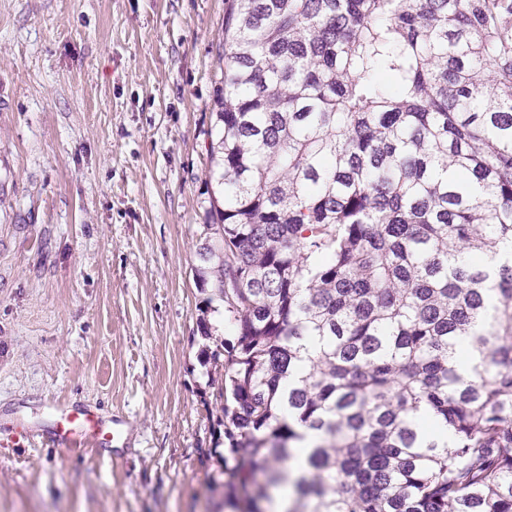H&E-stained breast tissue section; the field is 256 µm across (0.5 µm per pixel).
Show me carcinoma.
Here are the masks:
<instances>
[{
    "instance_id": "obj_1",
    "label": "carcinoma",
    "mask_w": 512,
    "mask_h": 512,
    "mask_svg": "<svg viewBox=\"0 0 512 512\" xmlns=\"http://www.w3.org/2000/svg\"><path fill=\"white\" fill-rule=\"evenodd\" d=\"M222 61L224 501L512 512V0H231Z\"/></svg>"
}]
</instances>
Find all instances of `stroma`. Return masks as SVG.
I'll use <instances>...</instances> for the list:
<instances>
[{
    "instance_id": "obj_1",
    "label": "stroma",
    "mask_w": 512,
    "mask_h": 512,
    "mask_svg": "<svg viewBox=\"0 0 512 512\" xmlns=\"http://www.w3.org/2000/svg\"><path fill=\"white\" fill-rule=\"evenodd\" d=\"M228 0H0V512H231L196 279ZM128 447L20 430L49 399ZM54 421L39 430V434L52 445L79 450L102 448L123 438L122 419L117 414L103 416L100 409L80 405L71 400H48Z\"/></svg>"
}]
</instances>
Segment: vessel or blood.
Returning a JSON list of instances; mask_svg holds the SVG:
<instances>
[{
	"instance_id": "1",
	"label": "vessel or blood",
	"mask_w": 512,
	"mask_h": 512,
	"mask_svg": "<svg viewBox=\"0 0 512 512\" xmlns=\"http://www.w3.org/2000/svg\"><path fill=\"white\" fill-rule=\"evenodd\" d=\"M54 420L41 429L40 435L49 443L75 450L99 448L123 437L119 415L103 416L99 408L80 405L69 400H49Z\"/></svg>"
}]
</instances>
